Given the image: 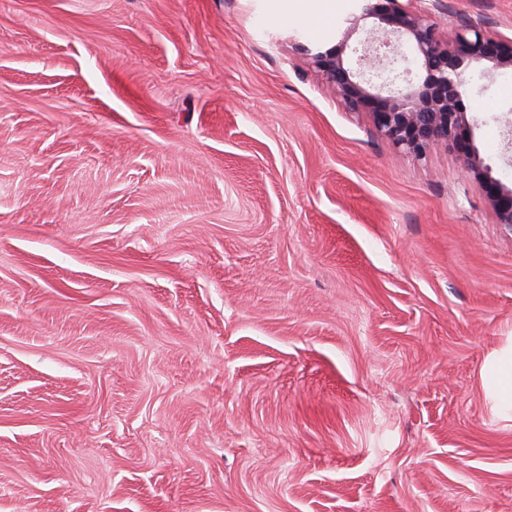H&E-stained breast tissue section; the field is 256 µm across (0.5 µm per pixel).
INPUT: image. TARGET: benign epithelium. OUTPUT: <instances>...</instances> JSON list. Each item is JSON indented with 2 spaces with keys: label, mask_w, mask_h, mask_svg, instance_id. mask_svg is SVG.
I'll list each match as a JSON object with an SVG mask.
<instances>
[{
  "label": "benign epithelium",
  "mask_w": 512,
  "mask_h": 512,
  "mask_svg": "<svg viewBox=\"0 0 512 512\" xmlns=\"http://www.w3.org/2000/svg\"><path fill=\"white\" fill-rule=\"evenodd\" d=\"M411 2L362 0L340 47L298 50L349 111L370 113L377 131L397 148L421 157L432 146L455 147L466 175L487 189L497 222L512 230V187L495 179L480 159L473 134L478 120L456 110L468 83L467 65L486 61L492 69L511 68L512 41L469 21L443 39ZM368 19L369 35L352 49L353 61L345 62L348 41ZM413 62L424 76L414 72Z\"/></svg>",
  "instance_id": "obj_1"
}]
</instances>
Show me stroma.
Here are the masks:
<instances>
[{"instance_id": "1", "label": "stroma", "mask_w": 512, "mask_h": 512, "mask_svg": "<svg viewBox=\"0 0 512 512\" xmlns=\"http://www.w3.org/2000/svg\"><path fill=\"white\" fill-rule=\"evenodd\" d=\"M356 6L0 0V512H512V230L299 53ZM490 379L502 400L512 408V349L498 356L490 367Z\"/></svg>"}]
</instances>
